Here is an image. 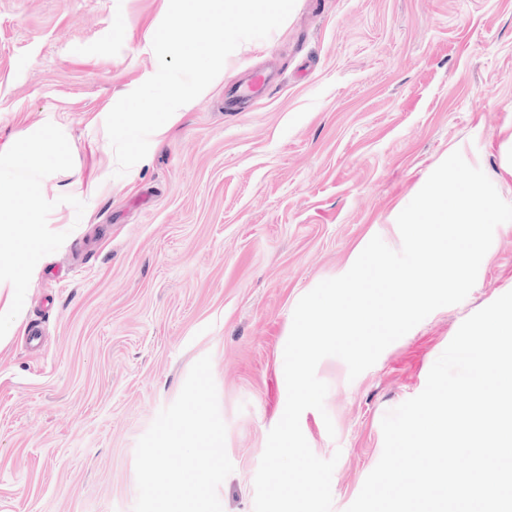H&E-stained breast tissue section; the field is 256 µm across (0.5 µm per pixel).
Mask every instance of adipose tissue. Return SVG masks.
<instances>
[{"label": "adipose tissue", "mask_w": 512, "mask_h": 512, "mask_svg": "<svg viewBox=\"0 0 512 512\" xmlns=\"http://www.w3.org/2000/svg\"><path fill=\"white\" fill-rule=\"evenodd\" d=\"M58 142L51 130L29 135L19 148L0 149V229L33 244L40 239L41 217L46 202L39 191L45 173L53 166ZM24 187L23 217H14L11 200Z\"/></svg>", "instance_id": "adipose-tissue-1"}]
</instances>
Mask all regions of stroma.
<instances>
[{
	"label": "stroma",
	"mask_w": 512,
	"mask_h": 512,
	"mask_svg": "<svg viewBox=\"0 0 512 512\" xmlns=\"http://www.w3.org/2000/svg\"><path fill=\"white\" fill-rule=\"evenodd\" d=\"M169 0H0V149L53 127L69 151L33 268L0 237L17 328L0 344V512H133L135 447L211 355L233 471L223 512H253L254 478L287 398L283 352L300 298L346 273L452 152L489 179L512 129V0H297L231 54L209 95L127 174L105 119L156 73L148 34ZM282 81L244 112V69ZM81 180L82 193L67 185ZM512 291V223L474 287L349 379L323 359L324 411L302 432L337 458L332 512L383 450L387 411L418 395L462 322ZM335 430L327 432L324 421Z\"/></svg>",
	"instance_id": "35a3bbf8"
}]
</instances>
